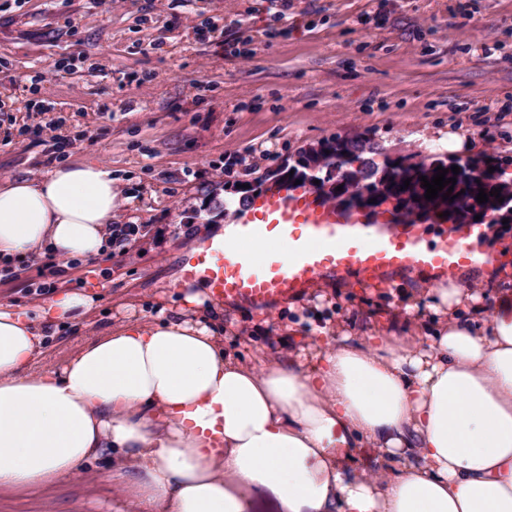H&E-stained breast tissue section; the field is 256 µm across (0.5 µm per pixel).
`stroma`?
Here are the masks:
<instances>
[{
	"label": "stroma",
	"instance_id": "stroma-1",
	"mask_svg": "<svg viewBox=\"0 0 512 512\" xmlns=\"http://www.w3.org/2000/svg\"><path fill=\"white\" fill-rule=\"evenodd\" d=\"M451 129L512 172V0H0V178L47 177L66 142L63 162L111 168L113 223L140 227L79 266L1 276L0 304L95 295L88 324L52 337L44 363L57 365L89 330L171 318L180 258L235 220L238 184L336 137L418 161ZM424 289L318 279L271 311L208 298L199 313L254 364ZM0 512L140 510L98 460L52 488L0 491Z\"/></svg>",
	"mask_w": 512,
	"mask_h": 512
}]
</instances>
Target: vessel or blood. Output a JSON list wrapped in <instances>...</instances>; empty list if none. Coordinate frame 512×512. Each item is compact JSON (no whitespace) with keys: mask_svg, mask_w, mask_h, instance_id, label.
<instances>
[{"mask_svg":"<svg viewBox=\"0 0 512 512\" xmlns=\"http://www.w3.org/2000/svg\"><path fill=\"white\" fill-rule=\"evenodd\" d=\"M426 223L343 210L303 186H275L251 200L232 226V240L288 247L263 261L241 260L229 241L205 239L188 248L181 279L206 286L218 302L268 309L300 296L320 278L379 285L395 276L438 279L490 262L481 224H448L428 240Z\"/></svg>","mask_w":512,"mask_h":512,"instance_id":"b4317fda","label":"vessel or blood"}]
</instances>
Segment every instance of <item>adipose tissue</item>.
Here are the masks:
<instances>
[{"label":"adipose tissue","mask_w":512,"mask_h":512,"mask_svg":"<svg viewBox=\"0 0 512 512\" xmlns=\"http://www.w3.org/2000/svg\"><path fill=\"white\" fill-rule=\"evenodd\" d=\"M112 170L58 165L0 180V270L112 247ZM438 321L406 334L369 323L310 369L234 361L192 316L129 321L42 367L46 340L92 294L61 290L34 309L0 305V490L56 486L91 459L145 512H512V290L484 311L471 288H432ZM374 451L375 477L355 452Z\"/></svg>","instance_id":"obj_1"}]
</instances>
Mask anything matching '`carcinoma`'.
Here are the masks:
<instances>
[{
  "label": "carcinoma",
  "mask_w": 512,
  "mask_h": 512,
  "mask_svg": "<svg viewBox=\"0 0 512 512\" xmlns=\"http://www.w3.org/2000/svg\"><path fill=\"white\" fill-rule=\"evenodd\" d=\"M328 146L329 153L311 154L302 151L293 162L279 165L274 174L293 172L290 180L305 182L311 178L319 181V189L333 180V172L338 169L347 171L346 183L343 193L348 196L347 204L350 207L359 206L365 198H375L382 201L388 197H399V215L410 218L418 213L429 217L440 218V214L447 211L449 216L445 220L453 223H474V211L480 210L484 216L490 217V223H497V217L503 215L512 207V188L509 184L500 181L494 185L486 183V172L480 165L486 164V159L448 160L439 156H432L429 161H411V157L403 156L397 160L385 154L384 148L369 139H341L332 138L323 141ZM459 167L460 172H451V166ZM448 170L445 178H456L452 194L456 198L449 201L443 198L448 188H443L438 197L433 200L425 199L426 188L420 177L432 179L436 168ZM410 180L406 189H400L404 180ZM489 194L485 203L477 202L479 189ZM500 189L498 201L490 195V191Z\"/></svg>",
  "instance_id": "obj_1"
}]
</instances>
